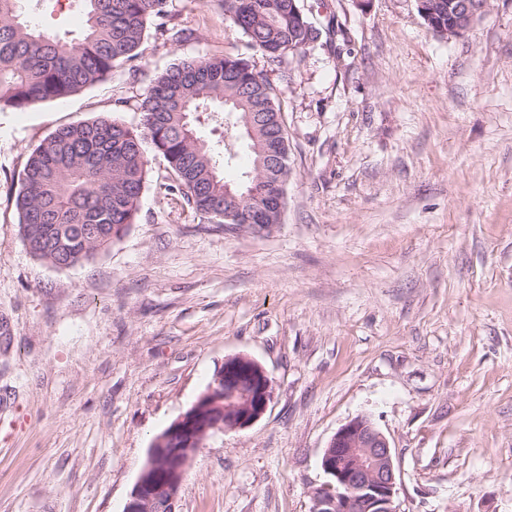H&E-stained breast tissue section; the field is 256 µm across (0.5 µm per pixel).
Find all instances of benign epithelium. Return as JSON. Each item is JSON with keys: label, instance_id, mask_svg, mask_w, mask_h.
Segmentation results:
<instances>
[{"label": "benign epithelium", "instance_id": "obj_1", "mask_svg": "<svg viewBox=\"0 0 512 512\" xmlns=\"http://www.w3.org/2000/svg\"><path fill=\"white\" fill-rule=\"evenodd\" d=\"M440 2L416 0L424 21L448 37L466 33L490 7V0H448L445 27L439 21ZM272 398V381L257 361L246 355L225 359L208 389L153 439L148 457L165 460L167 467L140 474L123 512H176L184 476L205 438L250 427L265 414ZM321 465L329 481L314 492L312 512H398L391 447L368 418L358 416L339 428Z\"/></svg>", "mask_w": 512, "mask_h": 512}]
</instances>
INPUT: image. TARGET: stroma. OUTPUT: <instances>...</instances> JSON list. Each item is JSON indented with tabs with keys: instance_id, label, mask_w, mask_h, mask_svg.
<instances>
[{
	"instance_id": "1",
	"label": "stroma",
	"mask_w": 512,
	"mask_h": 512,
	"mask_svg": "<svg viewBox=\"0 0 512 512\" xmlns=\"http://www.w3.org/2000/svg\"><path fill=\"white\" fill-rule=\"evenodd\" d=\"M316 42L268 66L219 0H168L111 79L0 112V512H123L153 437L226 358L273 399L208 438L177 512H312L336 431L389 440L399 512H512V0L460 37L415 0H298ZM81 38V0H23ZM262 71L288 133L281 221L210 224L149 154L139 217L90 263L25 249L13 198L28 155L140 94L185 56Z\"/></svg>"
}]
</instances>
